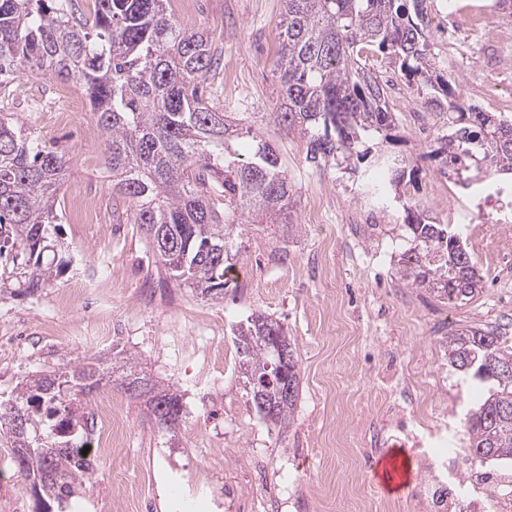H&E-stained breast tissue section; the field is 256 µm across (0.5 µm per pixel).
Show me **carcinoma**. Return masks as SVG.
<instances>
[{
	"label": "carcinoma",
	"instance_id": "cac0c4a2",
	"mask_svg": "<svg viewBox=\"0 0 512 512\" xmlns=\"http://www.w3.org/2000/svg\"><path fill=\"white\" fill-rule=\"evenodd\" d=\"M426 0H284L277 27L283 102L274 119L311 135L314 163L338 157L362 161L369 152L356 146L371 137L392 138L395 115L385 84L363 59L369 47L409 83L429 87L435 109L457 98L455 79L432 62L423 24ZM171 0H93L84 13L76 0H0V100L10 87L33 74L71 83L88 99L105 133L104 160L113 189L133 206L161 264L178 285L201 294L224 293L230 268L229 242L240 216L265 224L288 219L292 189L276 151L255 142L246 157L232 142L250 136L215 111L203 93L207 75L220 58L207 33L180 24ZM451 133L437 138L434 154L456 174L476 166L489 175L512 174V117L474 107L448 112ZM71 158L33 145L14 114L0 111V255L14 250L34 260L23 267L26 292L33 294L53 277L40 263L48 227L58 221L57 192ZM375 186L400 183L398 159L385 153L369 165ZM413 234L411 255L398 275L407 285L439 297L470 301L482 280L471 255L453 242L459 234L446 224H430L405 209ZM276 330L288 348L286 380L266 385L271 412L263 419L282 425L300 395L298 357L283 326L263 312L239 324L236 349L249 383L270 372L274 350L267 339ZM444 348L449 366L476 387L491 383L465 417L469 455L484 463L512 464V348L494 331L468 326L450 333ZM122 385L146 387L153 415L181 410V397L159 386L134 358L112 363ZM95 371L74 366L56 382L47 374L26 380L16 399L0 402L23 412L25 425L12 432L14 447L33 449L17 473L39 475L49 464L54 477L35 488L43 501L76 503L85 496L91 464L71 448L43 442L36 432L58 419L80 427L72 390L92 391Z\"/></svg>",
	"mask_w": 512,
	"mask_h": 512
}]
</instances>
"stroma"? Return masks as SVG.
I'll list each match as a JSON object with an SVG mask.
<instances>
[{
  "instance_id": "obj_1",
  "label": "stroma",
  "mask_w": 512,
  "mask_h": 512,
  "mask_svg": "<svg viewBox=\"0 0 512 512\" xmlns=\"http://www.w3.org/2000/svg\"><path fill=\"white\" fill-rule=\"evenodd\" d=\"M488 2L427 0L431 52L438 70L460 75L461 99L510 116L512 52L497 54L483 37L478 13ZM172 10L182 24L204 29L221 54L204 82L209 104L279 154L292 188L288 221L241 217L223 295L178 287L112 186L105 134L82 92L44 76L24 78L10 112L34 144L73 158L43 254L44 262L59 257L69 266L26 294L20 265L0 256V397H15L32 374L119 354L178 390L182 420L169 430L145 399L107 381L128 435L95 464L83 512H121L118 502L131 491L148 497L152 512H212L209 493L219 483L235 489L233 512H250L255 493L270 512H336L355 490L374 493L387 512L413 504L431 479L421 455L431 440L414 423L408 381L439 372L447 431L462 430L479 393L450 368L444 343L456 329L480 326L512 344V208L475 210L454 224L483 277L477 298L449 302L408 287L397 274L412 244L404 204L446 224L459 198L487 183L476 172L469 185L442 184L445 169L432 155L442 116L426 129L416 88L378 62L390 82L396 140L365 146L404 157L406 169L403 182L377 199L365 170L311 163L308 137L274 121L282 102L274 64L282 0H188ZM63 89L68 98H60ZM66 111L72 119L57 123L55 114ZM74 184L93 201L91 224L68 212ZM258 310L283 325L299 354L302 394L285 428L257 413L239 368L236 329ZM13 456L0 426V512H36L33 483L17 477ZM258 463L266 481L253 488L248 477Z\"/></svg>"
}]
</instances>
